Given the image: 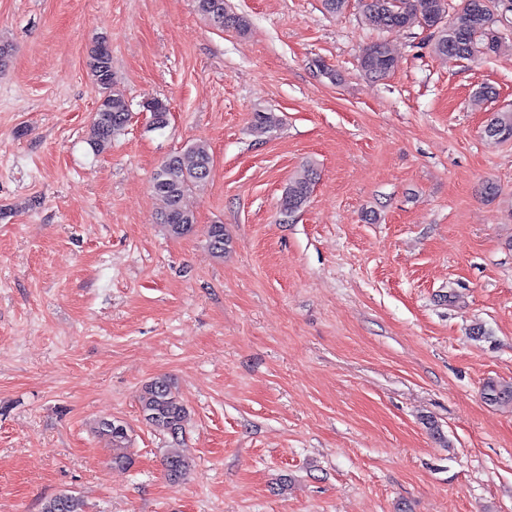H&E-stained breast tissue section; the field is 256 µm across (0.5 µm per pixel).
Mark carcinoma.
I'll list each match as a JSON object with an SVG mask.
<instances>
[{"instance_id": "cac0c4a2", "label": "carcinoma", "mask_w": 512, "mask_h": 512, "mask_svg": "<svg viewBox=\"0 0 512 512\" xmlns=\"http://www.w3.org/2000/svg\"><path fill=\"white\" fill-rule=\"evenodd\" d=\"M478 0H466L453 14H448V0H362L365 22L379 30L390 28L425 29L433 21L450 18L446 25L435 28L432 52L438 55L467 59L471 56H487L499 52L501 36L496 26V11L499 0H488L490 5L478 6ZM198 11L219 28L244 31L247 28L243 17L230 12L225 0H196ZM394 66V56L388 46L376 41L367 46L360 58L361 69L369 76L383 78ZM89 67L101 98L91 126L90 144L100 153L109 148L112 138L124 129L129 121V108L124 95L115 88L112 74V52L108 41L101 37L90 51ZM151 112L152 125L161 129L167 124L168 108L161 100L146 105ZM504 139L512 138V110L495 112L489 121ZM212 156L205 143L191 145L183 154L168 156L161 164L168 180L162 194L167 207L161 215V223L173 237H184L196 229V218L188 199L193 190L205 182L211 172ZM315 170L311 165L291 178L283 189L280 206L298 212L310 197ZM211 253L224 257V225L211 224L207 230ZM482 397L490 405L512 406V382L488 379L483 384ZM143 419L149 425L178 437L187 419V409L170 379L156 377L147 383L139 396ZM99 432L112 439L115 454L113 462L118 465L131 463L126 453L129 435L127 426L120 420L104 419L99 423ZM163 466L173 479L186 473L187 461L175 448L163 455ZM41 512H79L78 499L68 494H56L42 504Z\"/></svg>"}]
</instances>
